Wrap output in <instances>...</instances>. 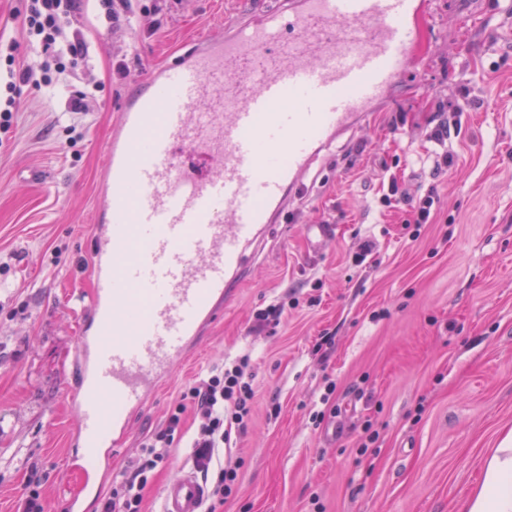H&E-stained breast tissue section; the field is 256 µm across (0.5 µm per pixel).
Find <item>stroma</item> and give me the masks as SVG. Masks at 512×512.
<instances>
[{
    "mask_svg": "<svg viewBox=\"0 0 512 512\" xmlns=\"http://www.w3.org/2000/svg\"><path fill=\"white\" fill-rule=\"evenodd\" d=\"M270 2L141 0L130 25L106 32L94 0H80L89 64L61 76L58 92L24 91L0 147V512H17L28 486L57 512L80 486L67 467L72 359L92 291L96 187L124 96ZM428 11L422 62L312 165L291 218L132 422L113 474L188 382L247 349L253 418L224 454L240 484L217 512H466L481 492L512 434V0H428ZM91 88L88 112H68ZM438 97L449 111H435ZM442 126L454 164L437 174L430 135ZM393 182L411 199L435 197L419 238L405 227L409 203H381ZM326 220L335 238L309 253L305 225ZM367 239L376 247L363 257ZM278 298L279 325L256 327L254 313ZM329 382L332 410L318 420Z\"/></svg>",
    "mask_w": 512,
    "mask_h": 512,
    "instance_id": "obj_1",
    "label": "stroma"
}]
</instances>
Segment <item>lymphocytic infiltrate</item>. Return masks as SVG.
<instances>
[{"mask_svg":"<svg viewBox=\"0 0 512 512\" xmlns=\"http://www.w3.org/2000/svg\"><path fill=\"white\" fill-rule=\"evenodd\" d=\"M77 0H26L19 25L28 39L33 61L16 63L15 43L5 57L6 97L0 102V132H8L20 105V89L52 83L77 59L87 57L88 45L70 35ZM255 372L250 354L244 353L213 367L206 377L187 386L169 409L164 427L147 435L137 456L128 461L115 481L101 512H143L144 496L157 474L167 465L175 442L185 439L184 424L193 421L189 438L193 465L208 486V498L224 502L239 488L237 466L222 455L233 434L244 433L252 418Z\"/></svg>","mask_w":512,"mask_h":512,"instance_id":"obj_1","label":"lymphocytic infiltrate"}]
</instances>
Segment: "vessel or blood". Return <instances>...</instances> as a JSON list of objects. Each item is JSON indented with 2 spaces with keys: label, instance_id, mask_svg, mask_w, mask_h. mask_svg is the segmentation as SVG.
<instances>
[{
  "label": "vessel or blood",
  "instance_id": "b4317fda",
  "mask_svg": "<svg viewBox=\"0 0 512 512\" xmlns=\"http://www.w3.org/2000/svg\"><path fill=\"white\" fill-rule=\"evenodd\" d=\"M427 0H276L153 69L124 99L92 234L91 322L74 352L85 487L198 341L304 188L420 61ZM195 469L158 512H203Z\"/></svg>",
  "mask_w": 512,
  "mask_h": 512
}]
</instances>
